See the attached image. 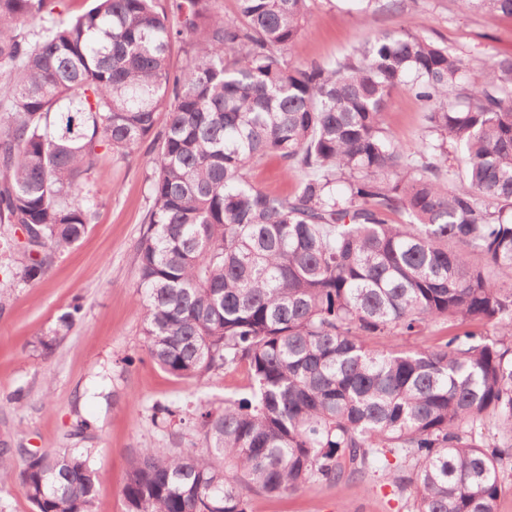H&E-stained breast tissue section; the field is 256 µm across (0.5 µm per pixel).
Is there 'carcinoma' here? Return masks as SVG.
Here are the masks:
<instances>
[{"label": "carcinoma", "instance_id": "carcinoma-1", "mask_svg": "<svg viewBox=\"0 0 512 512\" xmlns=\"http://www.w3.org/2000/svg\"><path fill=\"white\" fill-rule=\"evenodd\" d=\"M0 0V224L36 230L33 282L94 218L99 151L155 134L136 247L150 358L177 378L245 366L249 392L199 413L203 446L144 448L125 512H248L243 490L297 492L380 466L414 512H496L512 463V59L483 82L403 21L352 56L292 65L311 0ZM512 15V0H458ZM40 24L32 33L27 24ZM177 44L186 67L171 65ZM409 87L429 134L385 126ZM276 155L293 195L252 186ZM76 303L37 338L48 355ZM457 333L402 350L388 336ZM395 463H390L389 458ZM34 512H93L82 451L35 453Z\"/></svg>", "mask_w": 512, "mask_h": 512}]
</instances>
